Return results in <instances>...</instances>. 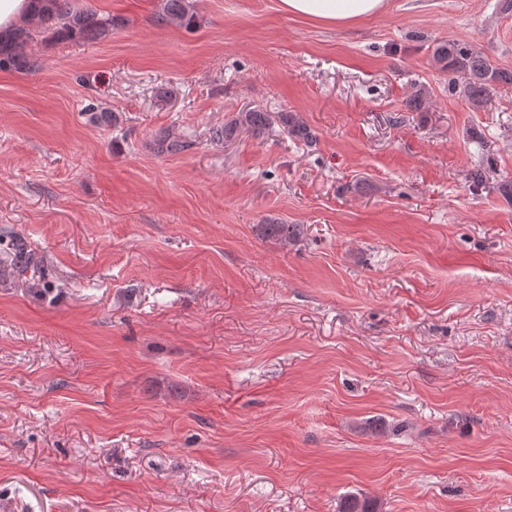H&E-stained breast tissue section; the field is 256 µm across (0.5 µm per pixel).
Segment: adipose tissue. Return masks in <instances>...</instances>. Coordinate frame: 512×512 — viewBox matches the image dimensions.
Returning a JSON list of instances; mask_svg holds the SVG:
<instances>
[{"mask_svg":"<svg viewBox=\"0 0 512 512\" xmlns=\"http://www.w3.org/2000/svg\"><path fill=\"white\" fill-rule=\"evenodd\" d=\"M283 12L312 24L350 25L383 12L385 0H280Z\"/></svg>","mask_w":512,"mask_h":512,"instance_id":"ef3b65f1","label":"adipose tissue"}]
</instances>
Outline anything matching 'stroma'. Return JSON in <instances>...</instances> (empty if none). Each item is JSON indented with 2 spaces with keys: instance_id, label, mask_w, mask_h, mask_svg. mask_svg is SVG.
<instances>
[{
  "instance_id": "obj_1",
  "label": "stroma",
  "mask_w": 512,
  "mask_h": 512,
  "mask_svg": "<svg viewBox=\"0 0 512 512\" xmlns=\"http://www.w3.org/2000/svg\"><path fill=\"white\" fill-rule=\"evenodd\" d=\"M75 3L109 34L0 69V234L54 276L0 280V512H512V86L432 57L512 70V11ZM253 106L315 141L213 139ZM290 16L312 24L350 25L383 12L385 0H281ZM433 59L446 73L448 89L459 91L474 105L488 102L495 83L512 85V70L494 66L486 55L464 43L437 44ZM277 121L292 139L309 143L315 137L310 127L294 112H277ZM258 227L263 238L284 245L298 240L304 232V227L300 224H261Z\"/></svg>"
}]
</instances>
